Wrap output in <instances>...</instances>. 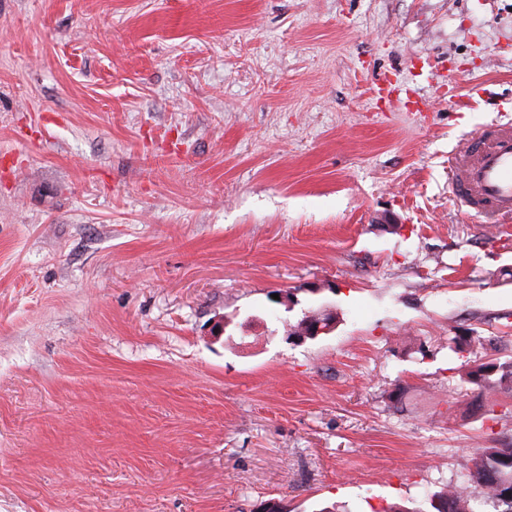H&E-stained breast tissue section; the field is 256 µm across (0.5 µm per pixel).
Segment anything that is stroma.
Instances as JSON below:
<instances>
[{"label": "stroma", "mask_w": 512, "mask_h": 512, "mask_svg": "<svg viewBox=\"0 0 512 512\" xmlns=\"http://www.w3.org/2000/svg\"><path fill=\"white\" fill-rule=\"evenodd\" d=\"M491 118L512 0H0V512H383L511 441L447 343L512 356ZM473 143V158L457 162L454 179L463 197L474 195L478 203L490 205L495 212L512 219V132L492 144ZM326 317L324 315L312 317L307 316L304 321V330L301 333V338H312L315 339L319 336L327 335L332 331L335 326L336 318Z\"/></svg>", "instance_id": "1"}]
</instances>
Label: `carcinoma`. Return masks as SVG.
I'll list each match as a JSON object with an SVG mask.
<instances>
[{
    "mask_svg": "<svg viewBox=\"0 0 512 512\" xmlns=\"http://www.w3.org/2000/svg\"><path fill=\"white\" fill-rule=\"evenodd\" d=\"M481 340L468 334L450 336L448 352L458 354ZM457 373L489 408L496 405L498 394L512 392V360H469ZM387 512H512V444L479 449L469 471L457 482L431 493L416 507L395 503Z\"/></svg>",
    "mask_w": 512,
    "mask_h": 512,
    "instance_id": "obj_1",
    "label": "carcinoma"
}]
</instances>
